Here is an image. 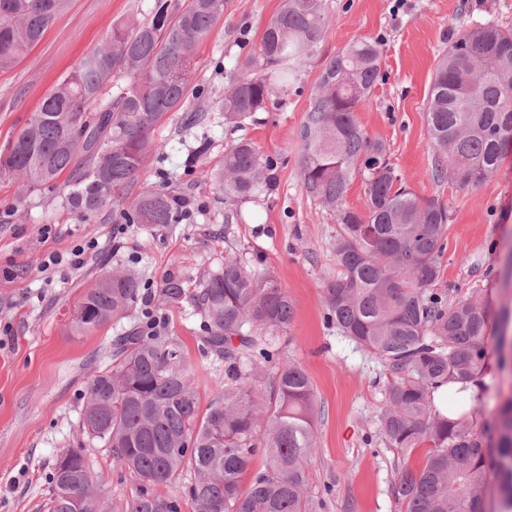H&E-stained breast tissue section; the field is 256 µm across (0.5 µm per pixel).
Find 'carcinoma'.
Returning a JSON list of instances; mask_svg holds the SVG:
<instances>
[{"mask_svg":"<svg viewBox=\"0 0 512 512\" xmlns=\"http://www.w3.org/2000/svg\"><path fill=\"white\" fill-rule=\"evenodd\" d=\"M67 3L0 0V72L20 63ZM223 13L224 0H156L150 18L113 23L11 137L0 172L30 192H51L83 155L87 169L64 194L71 208L93 214L112 203L127 224L178 223V199L164 193L147 190L129 207L122 203L160 149L153 127L186 98L195 49ZM327 21L324 0H285L217 102L224 122L254 121L273 89L288 92ZM380 72L372 39L337 51L323 65L299 131L304 185L337 224L339 272L326 288V319L396 375L385 389L380 435L406 458L425 449L421 466L404 469L394 485L402 512H512V396L482 422L478 411L454 420L433 404L440 384L465 386L482 376L490 328L499 347L512 345V310L493 317L478 292L450 303L435 288L449 206L419 199L389 162L386 144L356 118ZM116 79L122 85L112 95ZM427 122L444 160L437 176L469 187L497 172L512 146V31L480 24L448 42L429 88ZM357 178L362 212L347 205ZM273 179L272 166L245 139L224 154L218 173L229 202ZM141 288L138 275L113 268L80 296L72 332L91 335L122 318ZM156 294L161 307L190 300V315L205 328L201 349L224 363V382L201 415L177 337L136 328L112 339L88 384L78 430L112 456L113 467L139 479L125 512H181L179 498L157 492L177 479L195 512H316L308 461L318 404L306 371L277 361V333L294 317L277 279L235 255L193 290L172 272ZM258 448L266 462L255 469ZM48 485L44 512H111L82 444L56 458Z\"/></svg>","mask_w":512,"mask_h":512,"instance_id":"carcinoma-1","label":"carcinoma"}]
</instances>
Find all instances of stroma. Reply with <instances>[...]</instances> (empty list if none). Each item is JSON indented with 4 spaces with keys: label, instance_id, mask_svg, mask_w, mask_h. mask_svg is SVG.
I'll return each mask as SVG.
<instances>
[{
    "label": "stroma",
    "instance_id": "obj_1",
    "mask_svg": "<svg viewBox=\"0 0 512 512\" xmlns=\"http://www.w3.org/2000/svg\"><path fill=\"white\" fill-rule=\"evenodd\" d=\"M155 0H70L43 39L12 70L0 72V149L25 126L42 99L89 55L116 21L148 18ZM328 24L299 70L289 93H273L256 120L225 123L213 107L238 60L254 53L282 0H225L224 13L195 52L193 84L205 97L188 95L164 115L152 137L164 146L125 192L132 202L152 189L184 199L178 223L164 227L116 222L112 207L87 216L61 198L26 192L0 174V512H42L46 480L57 454L83 438L77 421L98 355L112 336L157 311L162 334L182 342L194 367L201 405H208L222 366L201 356L204 328L172 307L156 310L152 296L168 273L195 288L204 272L226 255L260 257L292 300L295 316L278 347L280 358L301 365L317 394L316 448L308 462L310 493L324 497V512H400L393 486L404 467L418 468L422 455L403 459L379 435L378 418L392 374L386 366L326 321L325 295L338 268L333 215L304 187L299 130L324 62L360 38L379 41L381 77L371 104L357 119L383 140L390 163L422 198L449 202L451 219L441 259L439 289L449 301L479 290L493 308L512 306V152L496 174L476 187L437 178L438 157L426 119L427 95L438 58L452 37L477 23L512 28V0H325ZM204 118L187 124L188 114ZM252 142L274 165L275 181L256 197L229 204L216 183L224 154L240 140ZM208 149L192 170L183 165L199 141ZM88 245L81 269L46 278L40 266L51 252ZM123 265L145 283L136 309L90 336L71 331L72 311L85 288ZM483 378L487 389L477 408L496 413L512 394V367H501L489 343ZM101 493L112 512H125L139 488L118 473L111 456L92 449Z\"/></svg>",
    "mask_w": 512,
    "mask_h": 512
}]
</instances>
